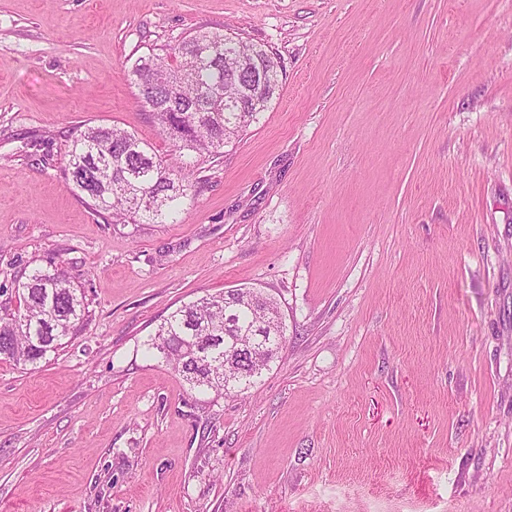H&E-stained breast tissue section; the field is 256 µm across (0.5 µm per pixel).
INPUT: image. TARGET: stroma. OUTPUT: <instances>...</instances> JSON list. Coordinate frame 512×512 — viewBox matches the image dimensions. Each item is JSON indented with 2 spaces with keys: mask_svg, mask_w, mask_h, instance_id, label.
I'll use <instances>...</instances> for the list:
<instances>
[{
  "mask_svg": "<svg viewBox=\"0 0 512 512\" xmlns=\"http://www.w3.org/2000/svg\"><path fill=\"white\" fill-rule=\"evenodd\" d=\"M200 28L280 94L177 223H112L70 134L167 154L131 67ZM51 258L86 313L0 360V512H512V0H0V286ZM237 287L287 342L218 397L148 345Z\"/></svg>",
  "mask_w": 512,
  "mask_h": 512,
  "instance_id": "stroma-1",
  "label": "stroma"
}]
</instances>
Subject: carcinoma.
<instances>
[{"instance_id":"carcinoma-1","label":"carcinoma","mask_w":512,"mask_h":512,"mask_svg":"<svg viewBox=\"0 0 512 512\" xmlns=\"http://www.w3.org/2000/svg\"><path fill=\"white\" fill-rule=\"evenodd\" d=\"M200 41L217 46L201 57ZM138 86L153 84L151 117L169 141L154 146L117 126L89 125L71 136L65 175L80 197L115 221L166 224L193 196L195 163L221 154L278 94L279 65L261 44L199 29L165 56L140 57L132 66ZM78 285L61 263L36 267L15 281V305L0 306V357L37 367L81 319ZM285 326L277 303L256 288H235L185 304L161 325L152 347L186 380L219 395L238 393L278 354ZM238 381L224 386L225 371Z\"/></svg>"}]
</instances>
